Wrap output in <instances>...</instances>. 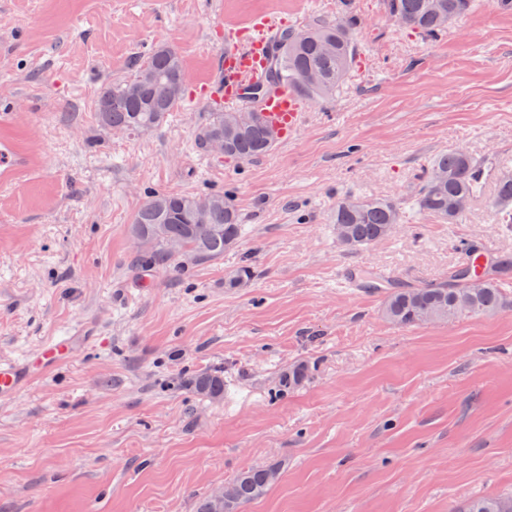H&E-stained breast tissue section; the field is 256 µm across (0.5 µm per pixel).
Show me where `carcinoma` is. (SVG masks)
<instances>
[{"instance_id": "carcinoma-1", "label": "carcinoma", "mask_w": 512, "mask_h": 512, "mask_svg": "<svg viewBox=\"0 0 512 512\" xmlns=\"http://www.w3.org/2000/svg\"><path fill=\"white\" fill-rule=\"evenodd\" d=\"M474 0H386L388 12L404 27L416 30L430 41L438 40L448 25L467 14ZM356 20L345 17L324 20L302 29L275 34L269 69L264 77L251 80L249 107L254 109L268 90L280 83L295 88L310 102L336 95L347 80L357 57L352 38ZM181 57L160 45L140 65L136 75L105 85L97 97L99 125L112 131L148 132L159 127L185 96ZM241 108H217L197 132L200 145L210 138L224 139V156L250 161L268 154L274 145L271 132L259 122L238 125ZM481 178V164L472 155L453 148L439 154L415 196L420 210L442 224H454L475 198ZM495 210L500 223L512 224V171L501 169L494 176ZM213 203L205 210L197 207L199 196L154 192L147 196L133 216L132 235L151 238L149 249L138 255L142 268H164L176 257L215 259L238 242L243 224L227 194L209 195ZM336 243L348 250L366 247L390 238L388 228L400 224L397 203L382 197H347L336 203L331 216ZM512 272V258L499 256L488 271L477 278L459 264L448 276L415 287L366 280L363 286L383 294V317L400 327L429 321H446L460 315L492 314L504 304L501 275ZM253 276L248 264L238 266L224 279V287L239 288ZM480 287L473 288L471 283ZM310 366L296 363L280 378L278 392L300 385ZM191 386L202 397L217 402L224 396V378L204 372ZM279 469L253 467L240 472L224 485L242 506L259 499L277 481ZM512 506V495L478 497L465 503L459 512H503Z\"/></svg>"}]
</instances>
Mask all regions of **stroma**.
I'll list each match as a JSON object with an SVG mask.
<instances>
[{
    "label": "stroma",
    "instance_id": "1",
    "mask_svg": "<svg viewBox=\"0 0 512 512\" xmlns=\"http://www.w3.org/2000/svg\"><path fill=\"white\" fill-rule=\"evenodd\" d=\"M266 15L297 28L346 15L359 55L292 142L240 163L197 148L213 110L195 94L227 34ZM175 50L187 95L163 126L110 132L103 85ZM0 361L55 336L88 343L0 398V512H196L250 467L280 480L246 512H458L512 493V281L505 307L409 329L340 270L403 286L441 279L471 241L512 256L494 186L457 223L413 205L432 160L460 148L512 168V12L476 0L435 42L385 0H0ZM230 191L238 245L143 277L130 258L147 192ZM346 196L399 203L395 237L356 251L330 216ZM254 278L229 291L242 263ZM308 379L275 397L277 376ZM214 370L224 397L188 382ZM310 366L308 363H296L288 368L280 378L278 392L280 395H288V389L300 385L308 376Z\"/></svg>",
    "mask_w": 512,
    "mask_h": 512
}]
</instances>
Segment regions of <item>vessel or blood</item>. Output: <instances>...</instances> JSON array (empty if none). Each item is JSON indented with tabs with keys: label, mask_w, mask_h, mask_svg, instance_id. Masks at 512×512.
Returning <instances> with one entry per match:
<instances>
[{
	"label": "vessel or blood",
	"mask_w": 512,
	"mask_h": 512,
	"mask_svg": "<svg viewBox=\"0 0 512 512\" xmlns=\"http://www.w3.org/2000/svg\"><path fill=\"white\" fill-rule=\"evenodd\" d=\"M271 23L258 16L252 21L249 35L240 47L228 48L219 68L221 76L216 84L206 86L205 93L225 105L239 103L243 84L264 67ZM307 111L306 102L288 85L281 86L262 106L261 118L277 140L289 142L302 127ZM82 340L75 335L62 336L45 343L41 362L32 365L30 359L20 358L0 363V398H10L26 390L37 377L50 374L69 360Z\"/></svg>",
	"instance_id": "obj_1"
}]
</instances>
